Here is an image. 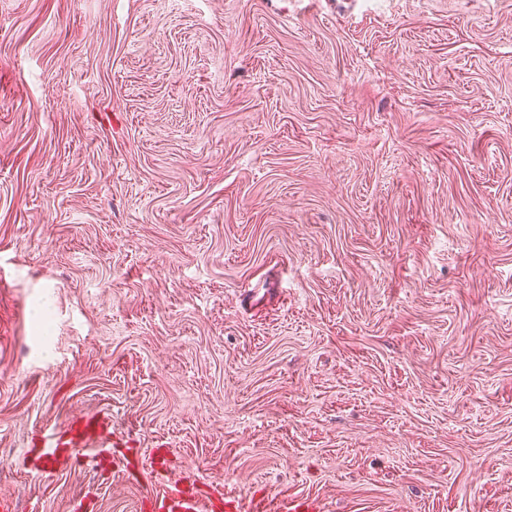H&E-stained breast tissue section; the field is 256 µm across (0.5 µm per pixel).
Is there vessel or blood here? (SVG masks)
<instances>
[{"label": "vessel or blood", "instance_id": "obj_1", "mask_svg": "<svg viewBox=\"0 0 512 512\" xmlns=\"http://www.w3.org/2000/svg\"><path fill=\"white\" fill-rule=\"evenodd\" d=\"M95 446L94 466L114 461L111 444V422L107 414L90 413L73 420L66 431H37L22 448L20 456L33 477L50 475L52 470L70 456L72 449ZM146 512H271L266 497L255 496L250 507H243L242 500L230 493L216 497L204 495L193 485L173 483L149 496Z\"/></svg>", "mask_w": 512, "mask_h": 512}]
</instances>
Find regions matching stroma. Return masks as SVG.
Instances as JSON below:
<instances>
[{
	"label": "stroma",
	"mask_w": 512,
	"mask_h": 512,
	"mask_svg": "<svg viewBox=\"0 0 512 512\" xmlns=\"http://www.w3.org/2000/svg\"><path fill=\"white\" fill-rule=\"evenodd\" d=\"M512 512V0H0V497ZM111 422L107 414L90 413L73 420L65 433L56 430L37 431L21 449L20 456L32 477L50 475L65 457L72 456L73 448H85L96 444V453L90 462L94 467L103 464H123V468L134 467L129 461H119L112 454ZM125 462V465H124ZM266 496H253L251 506L243 508L242 499L230 493L219 496H205L194 484H180V480L172 483L171 487L156 492L146 498L143 510L149 512H320L317 500L310 496L297 495L286 498L283 509H273L269 506Z\"/></svg>",
	"instance_id": "stroma-1"
}]
</instances>
